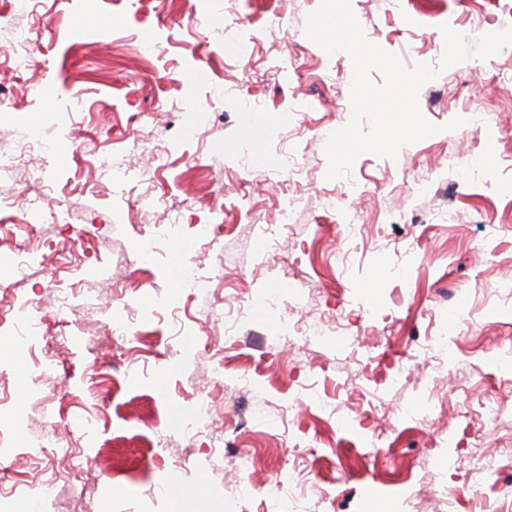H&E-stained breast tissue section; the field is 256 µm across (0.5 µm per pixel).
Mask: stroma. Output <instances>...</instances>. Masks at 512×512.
I'll return each instance as SVG.
<instances>
[{"instance_id": "stroma-1", "label": "stroma", "mask_w": 512, "mask_h": 512, "mask_svg": "<svg viewBox=\"0 0 512 512\" xmlns=\"http://www.w3.org/2000/svg\"><path fill=\"white\" fill-rule=\"evenodd\" d=\"M320 0H216L215 13L248 10L261 25L283 11L288 28L240 48L217 26L186 31L184 0H46L58 24L16 11L17 22L39 29L36 56L48 67L15 72L10 36L0 31V148L22 153L15 131L37 124L63 129L58 159L43 178L47 204L36 260L20 284L40 305L50 332L76 320V343L61 353L40 383L41 338L20 348L11 318L0 319V398L17 416L7 447H0V485L16 488L13 512H24L29 488L51 479L55 491L38 512H223L224 487L234 479L236 456L262 436L256 488L234 500V512H281L268 493L289 467L328 494L310 512H394L409 500L412 512H431L434 488L465 490L470 448L492 454L512 443V416L494 429L476 415L489 390L512 413V374L498 372L499 346L512 345V55L497 53L441 69L419 91L422 115L438 134L403 148L397 159L361 155L349 177H326L324 143L316 127L341 128L351 115L350 57L328 54L304 33ZM366 37L395 53L406 69L439 66L442 24L468 46L512 25L495 0H401L383 11L374 0H352ZM165 43V59L146 55V42ZM291 51V71L267 74ZM251 59L242 74L239 55ZM495 98L499 123L482 138L481 167H449L470 147L461 131L478 103ZM259 101L243 116L241 101ZM211 115L195 139L178 131L192 113ZM153 133L164 151L136 147L133 128ZM295 149L304 172L276 176L282 152ZM133 169L155 172L154 182L112 187L114 152ZM257 173L251 190L241 164ZM444 172L443 189L424 194L417 182ZM353 203L361 228L345 242L344 212L324 210V195ZM184 203L174 236L158 262L146 263L138 230L165 224L158 195ZM224 221L228 263L197 235L203 224ZM282 224L281 245L269 249L254 221ZM198 264L209 276L216 306L240 295L249 315L208 319L198 314L178 276ZM306 283L291 292L297 276ZM74 293L76 313L61 309L59 289ZM128 299L137 315L138 351L112 343L115 310ZM321 313L338 327L331 346H305L291 359L275 330L291 309ZM448 331V373L429 379L422 354L431 337ZM408 365L405 384L387 376ZM248 372L249 393L232 374ZM72 392L58 434L81 454L75 467L58 449H40L45 406ZM444 400L441 417L385 437L384 447L363 443L386 417L427 409L430 392ZM206 392L216 421L206 431L186 429L184 415ZM470 412L467 428L451 418ZM179 492H166L169 479Z\"/></svg>"}]
</instances>
